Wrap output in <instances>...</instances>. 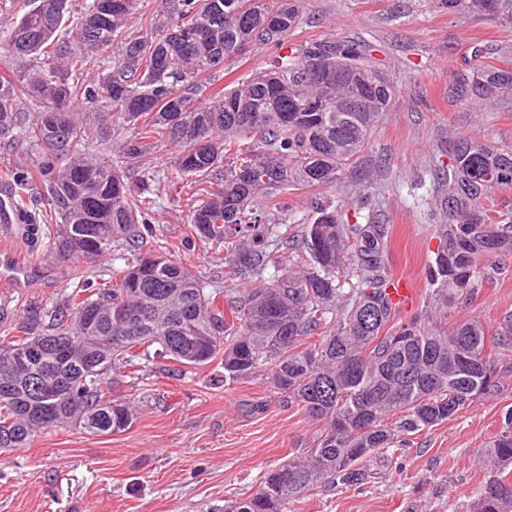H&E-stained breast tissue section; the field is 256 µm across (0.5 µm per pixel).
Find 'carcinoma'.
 <instances>
[{
  "mask_svg": "<svg viewBox=\"0 0 512 512\" xmlns=\"http://www.w3.org/2000/svg\"><path fill=\"white\" fill-rule=\"evenodd\" d=\"M77 0H22L0 48L30 64L0 74V143L20 132L43 147L30 179L58 219L70 255L86 256L82 237L96 230L99 252L123 260L119 282L65 293L47 314L33 313L9 345L33 361L0 363V449L22 448L40 428L74 423L97 436L131 426L130 403L109 399V373L135 365L154 345L195 367L217 356L224 383L261 377L307 418L321 424L311 447L267 471L254 494L225 512H285L327 482L360 487L386 471L394 446L455 419L474 402L512 386V319L489 336L475 319L448 326V307L489 275L491 256H512V210L490 214L488 202L512 191V148L461 135L448 165L431 169L446 187L432 216L439 245L428 265L426 309L397 322L388 285L386 224H343L338 207L316 211L283 256L288 194L332 185L366 147L395 96L389 76L366 64L351 41L310 42L229 90L215 70L257 46L278 47L301 22L300 0H162L130 38L134 0H113L112 13L92 0L79 11L75 36L56 40ZM450 13L488 16L512 25V0H441ZM203 34L197 49L187 35ZM119 45L108 71L85 75L90 54ZM343 62L351 76L329 86L311 75L316 61ZM512 93V54L483 44L456 72L455 101L468 107ZM30 97L39 112L23 111ZM83 103L105 125L117 116L136 129L117 158L81 152ZM176 144L177 169L212 184L190 199L186 216L200 240L224 251L236 289L207 288L164 255L133 261L124 247L139 236L152 201L128 177L155 174L153 141ZM354 258L344 287L339 273ZM125 310L127 319L111 317ZM204 336L189 352L186 337ZM59 375L47 399L52 422L26 412L40 370ZM484 461L512 465V409ZM474 512H512V479L502 471L476 493Z\"/></svg>",
  "mask_w": 512,
  "mask_h": 512,
  "instance_id": "cac0c4a2",
  "label": "carcinoma"
}]
</instances>
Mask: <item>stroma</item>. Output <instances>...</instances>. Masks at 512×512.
<instances>
[{"label":"stroma","mask_w":512,"mask_h":512,"mask_svg":"<svg viewBox=\"0 0 512 512\" xmlns=\"http://www.w3.org/2000/svg\"><path fill=\"white\" fill-rule=\"evenodd\" d=\"M354 40L368 62L386 71L397 88L357 163L335 184L289 196L291 233L313 220L317 207L340 205L342 221H376L392 227L387 250L390 274L406 278L412 302L399 309L410 321L426 304V267L439 241L429 216L436 186L431 167L447 163L456 135L485 136L512 147V103L494 111L460 108L451 95L455 74L474 43L512 51V26L473 15L451 14L439 0H304L302 21L279 48H258L218 72L233 86L298 45ZM37 156L38 146L20 138L15 151L0 148V182L17 188L32 221L17 226L8 244L37 265L28 288L12 289L0 307V343L33 310L49 308L99 271L119 276L123 262L104 253L95 262L57 253L56 227L43 219L36 191L21 189L16 153ZM173 147H159L156 178L147 196L157 204L139 245L143 254H163L213 285L224 283V257L203 241L188 239L185 199L168 186L184 180L172 165ZM490 281L448 311L449 322L479 320L495 333L512 315V257L496 262ZM138 373L115 372L107 397L129 401L135 419L125 431L95 436L60 425L38 431L23 448L0 453V512H224L247 497L260 477L310 443L317 427L259 378L223 384L220 359L177 368L147 355ZM512 407V390L476 402L456 419L422 432L397 452L393 468L361 488L322 487L290 504L286 512H473L475 490L492 480L480 458Z\"/></svg>","instance_id":"stroma-1"}]
</instances>
